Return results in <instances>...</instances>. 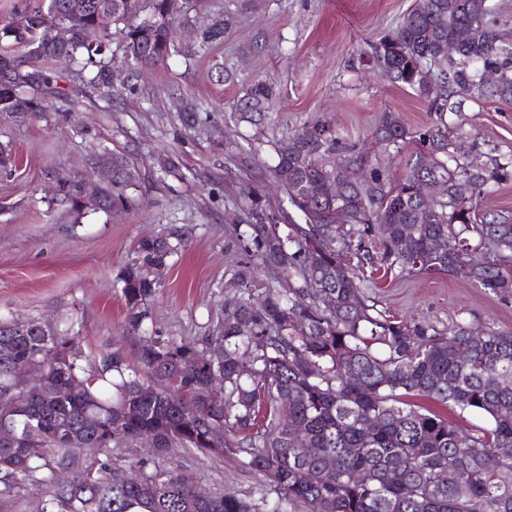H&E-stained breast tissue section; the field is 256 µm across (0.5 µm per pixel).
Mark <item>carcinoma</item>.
<instances>
[{
    "label": "carcinoma",
    "mask_w": 512,
    "mask_h": 512,
    "mask_svg": "<svg viewBox=\"0 0 512 512\" xmlns=\"http://www.w3.org/2000/svg\"><path fill=\"white\" fill-rule=\"evenodd\" d=\"M124 0H20L0 26V113L47 111L40 96L55 74L32 69L36 60L89 70L88 83L112 94L111 29L140 68L166 62L174 50L169 0H145L150 23L125 12ZM499 0H414L400 24L370 44L366 65L404 86L436 116L411 128L396 112L379 117L373 137L399 154L415 147L397 177L364 144L316 120L273 144L268 169L287 207L270 212L261 193L245 196L246 230L256 265L236 273L241 296L200 341L144 336L136 365L123 337L86 352L80 331L43 328L36 319H0V393L16 412L0 425L16 438L0 442V496L46 489L41 512H299L313 501L322 512H512V334L456 323L438 329L399 320L377 308L367 272L448 275L512 297V212L486 211L481 201L512 181V151L483 152L472 136L474 164L457 151V128L445 123L464 104H512V41L500 32ZM64 23L70 40L49 33ZM230 20L215 17L200 32L202 45L221 42ZM455 44L436 87L422 70ZM492 70L499 82L468 90ZM278 96L257 79L241 87L235 120L257 127ZM184 123L198 124V105L180 104ZM364 164L367 181L348 183L344 169ZM441 179L446 192L421 210V192ZM142 172L129 152H112V183L93 211L128 201ZM62 203L80 216L83 180L57 178ZM349 224L336 223V209ZM285 226L287 232L280 231ZM186 230L142 239L138 262L118 278L126 330L140 331L147 301ZM276 284L253 288L255 266ZM218 343L222 359L208 348ZM31 369L32 384L18 386ZM48 384V397L40 388ZM479 413L487 426L473 432L438 411ZM377 425L366 428L370 419ZM151 432L157 448L135 462L125 481L112 476V449L132 448ZM181 449L204 458L240 455L254 474L259 497L213 491L178 467L161 462ZM492 457L495 466L488 465ZM71 472L61 482L57 473ZM277 495L265 510L270 493Z\"/></svg>",
    "instance_id": "carcinoma-1"
}]
</instances>
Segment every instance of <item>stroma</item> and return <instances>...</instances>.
Instances as JSON below:
<instances>
[{"mask_svg":"<svg viewBox=\"0 0 512 512\" xmlns=\"http://www.w3.org/2000/svg\"><path fill=\"white\" fill-rule=\"evenodd\" d=\"M413 0H187L177 51L152 69H133L120 34L111 50L116 72L111 98L99 97L55 64L63 81L45 87V117L25 122L0 114V143L12 162L0 169V318L75 322L85 350L125 335L126 304L117 279L136 260L143 238L177 227L191 231L184 248L160 274L148 301L145 329L162 338L193 341L207 335L225 306L240 295L234 275L253 253L234 230L249 190L278 208L281 194L264 177L272 152L251 157V140L288 138L316 119L337 132L370 137L385 111L409 127L430 123L410 89L374 75L360 57L367 41L394 29ZM217 13L234 17L223 42L200 47L195 30ZM234 81L219 82L218 70ZM273 80L279 99L261 129L235 124L240 85ZM196 100L202 132L187 129L176 104ZM499 151L512 150V104L465 106L454 117ZM137 149L144 179L126 207L74 219L55 199L48 172L89 174L100 148ZM175 157L182 178H158L157 157ZM380 309L444 328L457 322L512 332V298L500 299L465 280L388 274L374 290ZM202 486L246 497L255 480L238 455L202 460L176 451L169 459Z\"/></svg>","mask_w":512,"mask_h":512,"instance_id":"35a3bbf8","label":"stroma"}]
</instances>
